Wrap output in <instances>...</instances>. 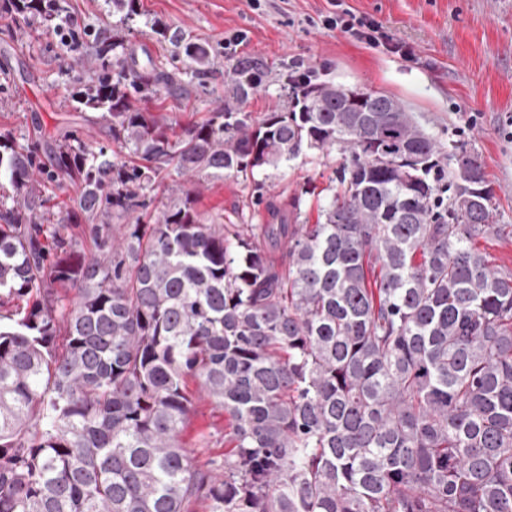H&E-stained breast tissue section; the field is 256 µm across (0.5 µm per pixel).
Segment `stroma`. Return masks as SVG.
Returning a JSON list of instances; mask_svg holds the SVG:
<instances>
[{
  "label": "stroma",
  "instance_id": "stroma-1",
  "mask_svg": "<svg viewBox=\"0 0 512 512\" xmlns=\"http://www.w3.org/2000/svg\"><path fill=\"white\" fill-rule=\"evenodd\" d=\"M79 27L115 24L112 0H62ZM355 12L377 21L408 49V56L383 45L346 36L322 25L329 0H137L138 13L125 37V52L153 59L159 69L179 75L184 100L142 99L155 115L186 126L209 117L224 101L227 61L262 59L269 69L260 91L247 103L253 117L281 109L280 86L289 70L313 71L343 89L364 87L402 102L439 146L455 145L477 154L493 189L495 221L512 225V0H344ZM204 46L198 63L187 60L183 43ZM83 48H61L46 27L17 32L0 14V134L20 135L41 126L51 132L76 130L94 145L112 148L98 112L77 108L71 90L80 73ZM475 116L465 129L467 116ZM336 159L312 150L275 170L279 201L300 198V219L315 223L335 189L326 175ZM264 171L250 177L185 182L196 208L223 224H265L255 205ZM222 408L195 402L181 434L198 464L223 458L231 444Z\"/></svg>",
  "mask_w": 512,
  "mask_h": 512
}]
</instances>
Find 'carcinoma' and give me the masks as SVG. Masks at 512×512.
<instances>
[{
  "mask_svg": "<svg viewBox=\"0 0 512 512\" xmlns=\"http://www.w3.org/2000/svg\"><path fill=\"white\" fill-rule=\"evenodd\" d=\"M113 4L127 26L136 0ZM2 10L86 44L75 99L117 150L0 135V305L41 294L0 314V512H512V270L472 246L503 231L477 155L444 157L399 100L326 82L287 79L284 108L257 121L267 71L250 59L176 134L128 89L182 83L123 57L118 31H72L60 0ZM307 150L340 160L315 224L262 193L273 223L210 222L177 184L146 212L171 170L237 177ZM48 183L78 187L59 217ZM201 399L233 445L204 466L181 444Z\"/></svg>",
  "mask_w": 512,
  "mask_h": 512,
  "instance_id": "obj_1",
  "label": "carcinoma"
}]
</instances>
